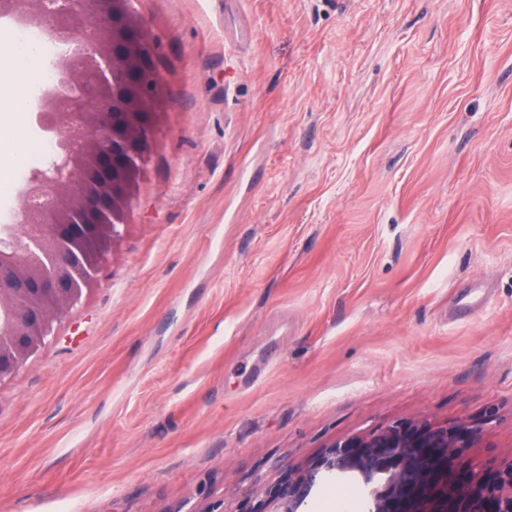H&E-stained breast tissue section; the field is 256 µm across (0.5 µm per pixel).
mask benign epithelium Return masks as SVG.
<instances>
[{
	"mask_svg": "<svg viewBox=\"0 0 512 512\" xmlns=\"http://www.w3.org/2000/svg\"><path fill=\"white\" fill-rule=\"evenodd\" d=\"M46 0H0V17L39 19L48 34L60 29ZM135 0H63L78 50L66 52L59 82L36 108L41 130L66 148L64 158L32 177L20 192L12 251L0 250V277L35 270V282L6 288L12 301L0 322V349L21 336L48 335L75 302L61 291L65 263L83 224L117 232L147 150L140 134L153 132L154 113L143 106L145 83L159 72V45L136 25ZM491 421L392 424L332 445L314 464L288 478L268 512H300L313 488L353 476L369 499L367 512H512V460L494 468L456 460L481 448Z\"/></svg>",
	"mask_w": 512,
	"mask_h": 512,
	"instance_id": "1",
	"label": "benign epithelium"
}]
</instances>
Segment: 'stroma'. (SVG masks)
Masks as SVG:
<instances>
[{
  "instance_id": "1",
  "label": "stroma",
  "mask_w": 512,
  "mask_h": 512,
  "mask_svg": "<svg viewBox=\"0 0 512 512\" xmlns=\"http://www.w3.org/2000/svg\"><path fill=\"white\" fill-rule=\"evenodd\" d=\"M157 148L0 384V512H262L334 443L495 420L512 459V0H137ZM45 87L4 125L33 144ZM10 175L18 190L58 161ZM363 512L354 478L304 512Z\"/></svg>"
}]
</instances>
